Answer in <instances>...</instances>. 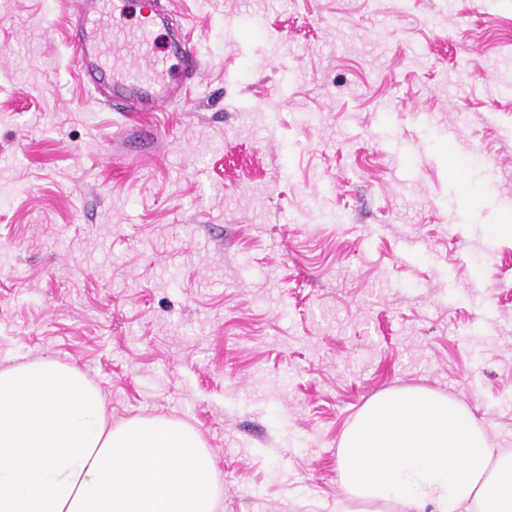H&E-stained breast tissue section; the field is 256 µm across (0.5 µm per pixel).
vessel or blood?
<instances>
[{
  "mask_svg": "<svg viewBox=\"0 0 512 512\" xmlns=\"http://www.w3.org/2000/svg\"><path fill=\"white\" fill-rule=\"evenodd\" d=\"M142 0H82L72 27L71 42L78 64L94 62L98 71L110 74L115 93L112 111H120L125 91L166 102L175 97L186 80L200 72L206 61L194 49H186L182 69L172 75L149 77L133 64L134 53H153L155 23L142 15L131 29L115 25L116 14L140 8Z\"/></svg>",
  "mask_w": 512,
  "mask_h": 512,
  "instance_id": "obj_1",
  "label": "vessel or blood"
}]
</instances>
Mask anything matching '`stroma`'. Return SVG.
<instances>
[{"mask_svg":"<svg viewBox=\"0 0 512 512\" xmlns=\"http://www.w3.org/2000/svg\"><path fill=\"white\" fill-rule=\"evenodd\" d=\"M69 0H0V367L195 428L218 512H343L376 394L512 449V0H159L208 66L127 121Z\"/></svg>","mask_w":512,"mask_h":512,"instance_id":"35a3bbf8","label":"stroma"}]
</instances>
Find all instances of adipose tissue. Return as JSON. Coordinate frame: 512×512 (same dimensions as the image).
<instances>
[{"label":"adipose tissue","mask_w":512,"mask_h":512,"mask_svg":"<svg viewBox=\"0 0 512 512\" xmlns=\"http://www.w3.org/2000/svg\"><path fill=\"white\" fill-rule=\"evenodd\" d=\"M352 512H512V455L458 399L423 388L367 400L338 448Z\"/></svg>","instance_id":"1"}]
</instances>
